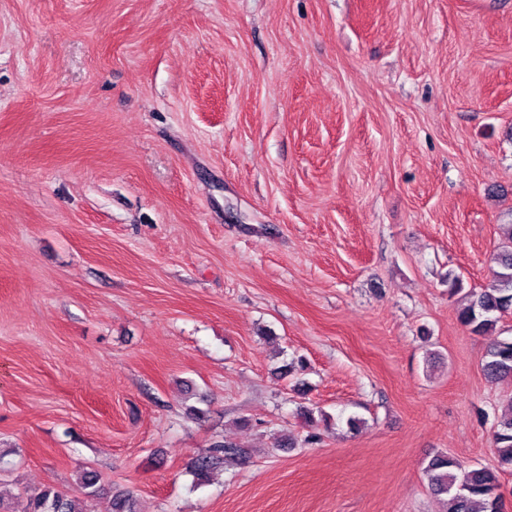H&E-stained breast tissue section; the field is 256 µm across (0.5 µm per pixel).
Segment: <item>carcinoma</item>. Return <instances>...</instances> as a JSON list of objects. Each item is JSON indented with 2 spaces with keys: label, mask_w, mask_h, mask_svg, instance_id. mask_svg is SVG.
Returning a JSON list of instances; mask_svg holds the SVG:
<instances>
[{
  "label": "carcinoma",
  "mask_w": 512,
  "mask_h": 512,
  "mask_svg": "<svg viewBox=\"0 0 512 512\" xmlns=\"http://www.w3.org/2000/svg\"><path fill=\"white\" fill-rule=\"evenodd\" d=\"M499 271L484 288L470 291L461 303L457 318L471 334L486 336L502 319L512 314V224L501 227V239L494 256ZM483 371L490 381L512 384V338H498L488 347ZM495 463L470 467L456 458L440 453L425 467L429 489L444 496L446 512H500L498 493L500 474L512 471V397L507 412L501 416L494 432ZM227 458L246 459V452L231 443L215 444L205 456L193 460L189 473L195 483L209 480L213 470ZM85 489L82 498H70L48 487L30 500V512H88L86 502L104 491L98 477L85 473L81 477Z\"/></svg>",
  "instance_id": "1"
}]
</instances>
